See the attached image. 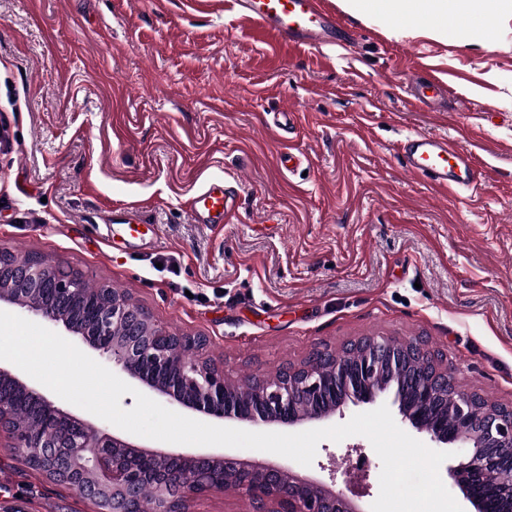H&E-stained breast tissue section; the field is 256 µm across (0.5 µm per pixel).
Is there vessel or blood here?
<instances>
[{"instance_id": "1", "label": "vessel or blood", "mask_w": 512, "mask_h": 512, "mask_svg": "<svg viewBox=\"0 0 512 512\" xmlns=\"http://www.w3.org/2000/svg\"><path fill=\"white\" fill-rule=\"evenodd\" d=\"M244 17L263 34L291 46H324L338 40L339 23L321 0H238ZM407 171L445 192L469 189L480 175L471 155L444 136L415 134L400 146ZM236 190L226 181L206 184L191 199L195 221L219 224L234 211Z\"/></svg>"}]
</instances>
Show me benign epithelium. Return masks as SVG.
I'll use <instances>...</instances> for the list:
<instances>
[{"instance_id": "1", "label": "benign epithelium", "mask_w": 512, "mask_h": 512, "mask_svg": "<svg viewBox=\"0 0 512 512\" xmlns=\"http://www.w3.org/2000/svg\"><path fill=\"white\" fill-rule=\"evenodd\" d=\"M81 274L41 255L9 267L0 266V304L15 306L80 337L119 372L137 380L171 404L216 420L292 427L322 421L349 402H371L390 389L372 385L382 374L396 379L410 359L402 340L373 337L350 362L336 363L329 375L301 365L291 374L265 379L252 376L242 383L224 377V367L200 357L194 337L165 330L147 311L123 292L104 288L106 299L89 305L90 323H73L65 315L44 308L30 292L49 288L57 301L69 303L78 294ZM454 380L444 366L423 374L394 401L402 420L430 442L460 448L466 461L449 468L473 512H486L485 502L471 490L466 472L493 482L512 497V418L480 409L470 394L459 395L452 408L453 424L434 423L440 391ZM9 387L40 409L43 430L32 433L12 424L11 403L0 394V435L24 450L29 465L49 480L64 484L91 500L98 512H137L145 490L152 493V512H188V502L214 491H233L248 500L252 512H361L343 493L302 476L289 467L260 464L237 454L147 452L96 429L55 404L11 369L0 366V388ZM248 399L239 398V392ZM303 403L308 410L300 411Z\"/></svg>"}]
</instances>
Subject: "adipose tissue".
<instances>
[{"label":"adipose tissue","mask_w":512,"mask_h":512,"mask_svg":"<svg viewBox=\"0 0 512 512\" xmlns=\"http://www.w3.org/2000/svg\"><path fill=\"white\" fill-rule=\"evenodd\" d=\"M356 15L376 10L392 17L422 15L438 19L434 35H461L463 20L491 18L501 11L503 0H341Z\"/></svg>","instance_id":"adipose-tissue-1"}]
</instances>
